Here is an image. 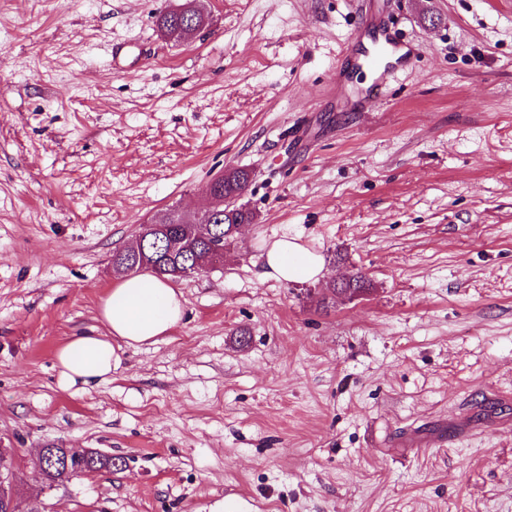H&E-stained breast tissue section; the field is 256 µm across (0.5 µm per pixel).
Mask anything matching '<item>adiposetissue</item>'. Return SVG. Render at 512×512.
<instances>
[{
    "mask_svg": "<svg viewBox=\"0 0 512 512\" xmlns=\"http://www.w3.org/2000/svg\"><path fill=\"white\" fill-rule=\"evenodd\" d=\"M262 258L264 276L287 283L315 280L323 273L319 256L288 237L271 242ZM184 308L182 292L166 279L153 274L121 279L101 304L103 329L72 336L58 349L60 387L86 390L110 380L121 364L120 346L158 342L179 324Z\"/></svg>",
    "mask_w": 512,
    "mask_h": 512,
    "instance_id": "obj_1",
    "label": "adipose tissue"
}]
</instances>
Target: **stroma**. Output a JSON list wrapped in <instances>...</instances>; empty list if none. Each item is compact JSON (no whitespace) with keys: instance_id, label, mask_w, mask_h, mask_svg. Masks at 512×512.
Wrapping results in <instances>:
<instances>
[{"instance_id":"stroma-1","label":"stroma","mask_w":512,"mask_h":512,"mask_svg":"<svg viewBox=\"0 0 512 512\" xmlns=\"http://www.w3.org/2000/svg\"><path fill=\"white\" fill-rule=\"evenodd\" d=\"M0 0V446L43 512H512V0ZM419 50L359 108L362 15ZM137 44L122 72L112 48ZM242 167L257 214L185 315L61 389L112 254ZM315 281L262 275L282 236ZM367 294L324 301L336 278ZM447 445H438L439 437ZM118 467L46 488L42 446ZM202 10L197 0H183L176 10L158 15L156 18V26L163 36L175 41H180L183 36V30L177 25L175 19L178 11L191 12L195 15L199 12V18L205 19L204 15L201 13ZM370 282L361 272L348 273L343 276L340 283H334L332 288H328L336 297V291L348 294L350 297L359 295L365 290H369Z\"/></svg>"}]
</instances>
